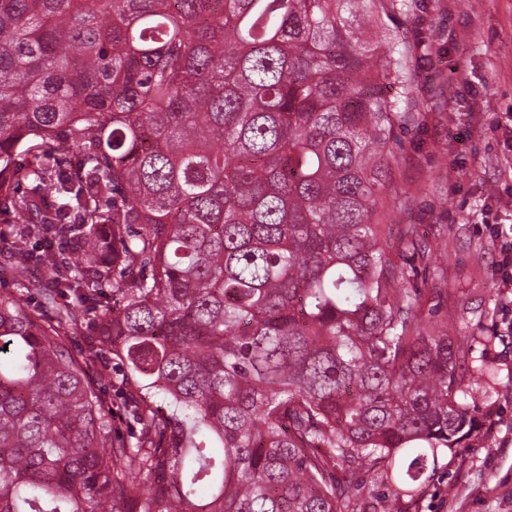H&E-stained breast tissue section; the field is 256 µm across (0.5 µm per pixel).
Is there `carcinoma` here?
<instances>
[{"mask_svg": "<svg viewBox=\"0 0 512 512\" xmlns=\"http://www.w3.org/2000/svg\"><path fill=\"white\" fill-rule=\"evenodd\" d=\"M384 11L0 0V512H419L498 373L387 258Z\"/></svg>", "mask_w": 512, "mask_h": 512, "instance_id": "carcinoma-1", "label": "carcinoma"}]
</instances>
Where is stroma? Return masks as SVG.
I'll return each instance as SVG.
<instances>
[{"mask_svg": "<svg viewBox=\"0 0 512 512\" xmlns=\"http://www.w3.org/2000/svg\"><path fill=\"white\" fill-rule=\"evenodd\" d=\"M384 29L406 51L411 91L394 120L389 223L416 225L435 250L418 266L419 324L449 321L496 368L480 433L431 482L422 512H512V287L486 227L512 217V0H390ZM497 334L494 345L484 336Z\"/></svg>", "mask_w": 512, "mask_h": 512, "instance_id": "stroma-1", "label": "stroma"}]
</instances>
